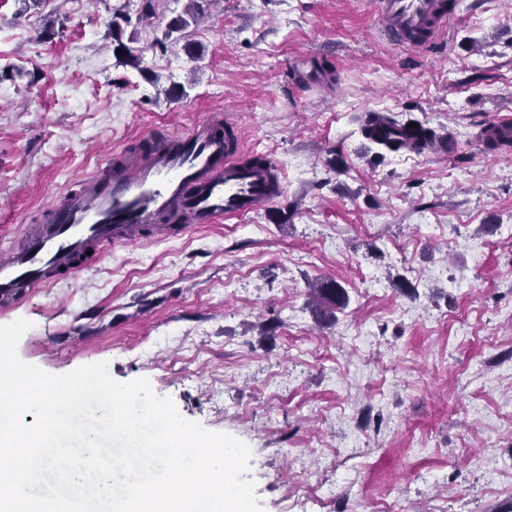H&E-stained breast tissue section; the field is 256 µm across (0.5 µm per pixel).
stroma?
Segmentation results:
<instances>
[{
	"instance_id": "35a3bbf8",
	"label": "stroma",
	"mask_w": 512,
	"mask_h": 512,
	"mask_svg": "<svg viewBox=\"0 0 512 512\" xmlns=\"http://www.w3.org/2000/svg\"><path fill=\"white\" fill-rule=\"evenodd\" d=\"M0 0V250L116 150L212 118L278 170L270 205L116 245L0 307L52 375L107 362L251 449L264 512H500L512 500V0H454L430 48L377 0ZM138 65L112 52V15ZM366 112L453 138L387 153ZM322 278L349 297L320 319ZM481 137L488 150L496 151L503 148H511L512 126L509 127L508 125H502L494 128L489 127L483 129Z\"/></svg>"
}]
</instances>
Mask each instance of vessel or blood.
I'll return each mask as SVG.
<instances>
[{
  "label": "vessel or blood",
  "mask_w": 512,
  "mask_h": 512,
  "mask_svg": "<svg viewBox=\"0 0 512 512\" xmlns=\"http://www.w3.org/2000/svg\"><path fill=\"white\" fill-rule=\"evenodd\" d=\"M379 9L390 35L404 39L439 35L448 23L442 0H380ZM240 149V138L219 135L209 120L165 134L148 155H114L0 257V306L88 268L100 247L160 233L170 221L187 233L269 205L274 171L244 168Z\"/></svg>",
  "instance_id": "b4317fda"
}]
</instances>
